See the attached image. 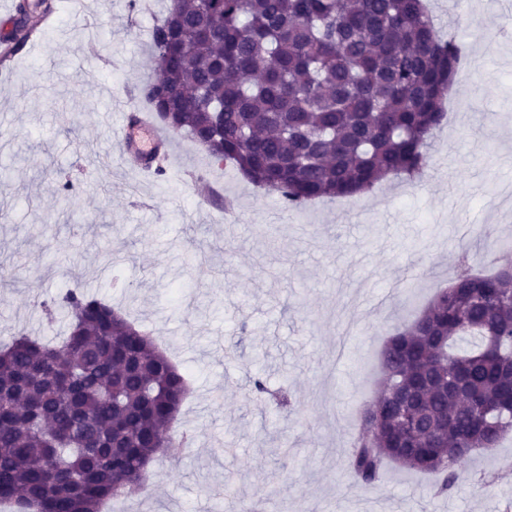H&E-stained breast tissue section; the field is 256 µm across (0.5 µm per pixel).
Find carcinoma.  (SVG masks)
Returning <instances> with one entry per match:
<instances>
[{"mask_svg":"<svg viewBox=\"0 0 512 512\" xmlns=\"http://www.w3.org/2000/svg\"><path fill=\"white\" fill-rule=\"evenodd\" d=\"M49 0H20L0 64L43 32ZM163 79L145 87L164 127L231 163L288 209L428 174L464 49L443 39L424 0H170L151 35ZM466 260L382 350L383 378L348 460L357 483L388 459L461 478L459 449L496 451L512 431V246L497 270ZM57 344L20 331L0 343V503L11 512H100L140 490L189 388L154 339L112 305L70 290ZM405 391L414 426L391 398ZM386 427H372V407Z\"/></svg>","mask_w":512,"mask_h":512,"instance_id":"obj_1","label":"carcinoma"}]
</instances>
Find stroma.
<instances>
[{
    "instance_id": "35a3bbf8",
    "label": "stroma",
    "mask_w": 512,
    "mask_h": 512,
    "mask_svg": "<svg viewBox=\"0 0 512 512\" xmlns=\"http://www.w3.org/2000/svg\"><path fill=\"white\" fill-rule=\"evenodd\" d=\"M168 3L55 0V24L0 67V340L59 335L66 318L47 324L41 305L77 289L152 331L188 374L176 428L192 443L157 456L141 491L114 499L121 512H240L267 496L288 512H512V434L467 458L444 496L395 463L370 487L347 468L388 333L460 252L486 271L512 241V38L475 25L494 0H429L486 66L449 94L427 180L298 210L179 136L163 175L123 164L112 127L146 105ZM255 378L270 397L254 398Z\"/></svg>"
}]
</instances>
